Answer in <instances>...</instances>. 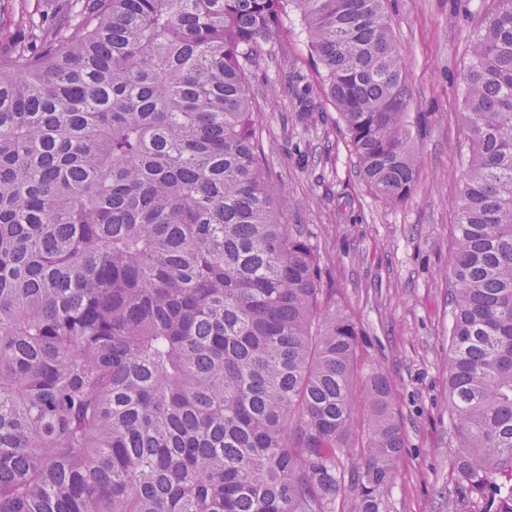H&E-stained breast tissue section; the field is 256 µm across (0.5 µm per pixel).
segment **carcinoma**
<instances>
[{
	"instance_id": "carcinoma-1",
	"label": "carcinoma",
	"mask_w": 512,
	"mask_h": 512,
	"mask_svg": "<svg viewBox=\"0 0 512 512\" xmlns=\"http://www.w3.org/2000/svg\"><path fill=\"white\" fill-rule=\"evenodd\" d=\"M0 55V512H388L389 379L256 139L296 14L377 195L422 152L384 0H87ZM475 30L448 269L455 492L512 512V0ZM363 393L365 467L354 410Z\"/></svg>"
}]
</instances>
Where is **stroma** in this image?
<instances>
[{
  "mask_svg": "<svg viewBox=\"0 0 512 512\" xmlns=\"http://www.w3.org/2000/svg\"><path fill=\"white\" fill-rule=\"evenodd\" d=\"M492 0H385L411 84L407 121L423 149L416 191L402 204L375 195L337 112L313 80L308 48L289 22L287 50L265 51L251 95L269 174L288 221L305 225L362 330L359 367L392 384L405 451L390 512H470L453 489L448 446L451 226L461 189L463 85L476 20Z\"/></svg>",
  "mask_w": 512,
  "mask_h": 512,
  "instance_id": "obj_1",
  "label": "stroma"
}]
</instances>
